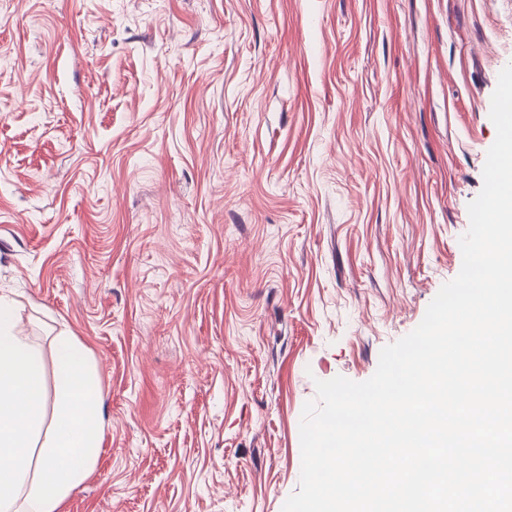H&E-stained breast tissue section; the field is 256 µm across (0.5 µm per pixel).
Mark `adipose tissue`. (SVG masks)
<instances>
[{"instance_id":"1","label":"adipose tissue","mask_w":512,"mask_h":512,"mask_svg":"<svg viewBox=\"0 0 512 512\" xmlns=\"http://www.w3.org/2000/svg\"><path fill=\"white\" fill-rule=\"evenodd\" d=\"M104 427L89 349L62 334L43 357L0 297V512H62L95 471Z\"/></svg>"}]
</instances>
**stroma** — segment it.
<instances>
[{"label":"stroma","instance_id":"stroma-1","mask_svg":"<svg viewBox=\"0 0 512 512\" xmlns=\"http://www.w3.org/2000/svg\"><path fill=\"white\" fill-rule=\"evenodd\" d=\"M512 0H0V295L85 344L64 512H282L315 383L461 270Z\"/></svg>","mask_w":512,"mask_h":512}]
</instances>
